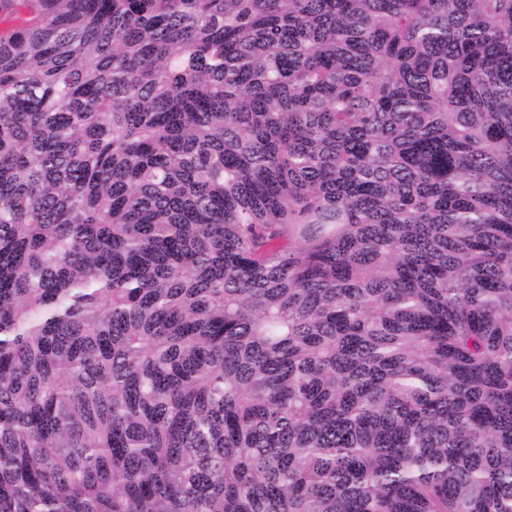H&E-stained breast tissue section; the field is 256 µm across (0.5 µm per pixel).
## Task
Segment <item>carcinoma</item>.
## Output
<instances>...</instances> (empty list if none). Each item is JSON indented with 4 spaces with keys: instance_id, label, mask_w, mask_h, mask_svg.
Returning <instances> with one entry per match:
<instances>
[{
    "instance_id": "1",
    "label": "carcinoma",
    "mask_w": 512,
    "mask_h": 512,
    "mask_svg": "<svg viewBox=\"0 0 512 512\" xmlns=\"http://www.w3.org/2000/svg\"><path fill=\"white\" fill-rule=\"evenodd\" d=\"M0 512H512V0H0Z\"/></svg>"
}]
</instances>
